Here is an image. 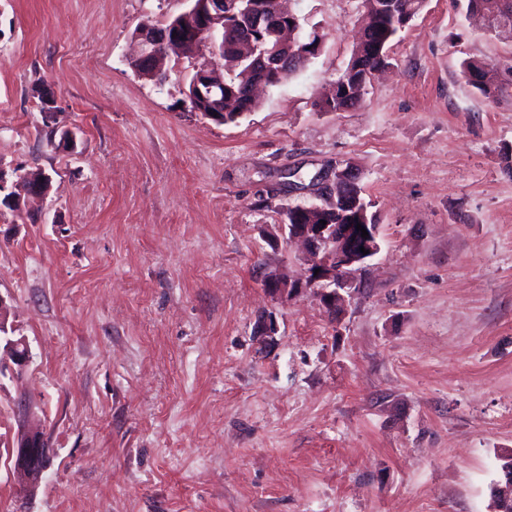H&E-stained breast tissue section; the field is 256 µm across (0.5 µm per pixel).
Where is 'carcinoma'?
Returning <instances> with one entry per match:
<instances>
[{
	"mask_svg": "<svg viewBox=\"0 0 512 512\" xmlns=\"http://www.w3.org/2000/svg\"><path fill=\"white\" fill-rule=\"evenodd\" d=\"M389 5L393 7L395 13L413 18L422 11L425 0H362L365 18L369 19V23L356 38L351 57L343 71L350 92L319 102L318 107L321 111L339 112L353 106L354 96L370 82V77L388 64V46L400 30L393 22V15L386 10ZM467 11L480 13L489 18L492 32L499 38H507V35L498 30L496 22L505 17L512 20V0H467ZM307 43L309 35L304 32L302 26L288 27V49L298 52L306 49ZM504 72L505 78L501 82H490L485 80L481 62L472 60L465 63V73L469 82L485 98L492 101L512 96V65L507 66ZM348 194L352 200L358 202V206L353 209L339 206L334 211H323L320 213L323 220L330 224H349L363 212L368 221L380 223L379 216L371 211V203L365 200L359 186H352Z\"/></svg>",
	"mask_w": 512,
	"mask_h": 512,
	"instance_id": "carcinoma-1",
	"label": "carcinoma"
}]
</instances>
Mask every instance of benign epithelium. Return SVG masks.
<instances>
[{
    "label": "benign epithelium",
    "mask_w": 512,
    "mask_h": 512,
    "mask_svg": "<svg viewBox=\"0 0 512 512\" xmlns=\"http://www.w3.org/2000/svg\"><path fill=\"white\" fill-rule=\"evenodd\" d=\"M285 0H265L257 13V19L224 24V18L237 12L253 9L247 0H191L178 20L163 27L149 22L141 23L135 30L134 40L138 53L132 57L137 74L157 84L166 81L163 61L168 52L195 56L198 46H211L212 58L193 66L188 89L185 92L186 105L192 112H198L217 121L224 120V43L231 42L241 57L253 58L249 70L250 82L246 85L245 96L251 98L241 114L252 111V102L257 100L256 92L273 81L288 79V46L277 43L264 48L256 39L255 32L264 28L274 35L282 31L288 36V22L297 17L284 7ZM42 97V122L50 129L51 137H59V144L65 149L76 147V133L71 129L55 126L54 99L46 93ZM357 183V177L348 167L336 171L334 184L325 186L326 193L336 198L343 195L345 185ZM51 180L42 171L26 172L9 182L0 168V194L5 201L23 194L39 196L47 193ZM368 236L361 237L355 224H280L278 229L290 238L302 240L308 249L311 262L310 274L304 283H286L275 275H267L266 287L275 294H292L303 288L314 289L321 303L334 312L343 306L342 292L353 288L352 275L381 248L380 225L363 224ZM368 254H363L360 249ZM7 305L0 295V375L14 365L22 371L30 361L29 347L21 339L8 337L6 325ZM14 472L26 484H31L49 468L51 449L44 435L39 431L21 428L16 443L9 450Z\"/></svg>",
    "instance_id": "1"
}]
</instances>
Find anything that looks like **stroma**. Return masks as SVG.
Instances as JSON below:
<instances>
[{"label":"stroma","instance_id":"1","mask_svg":"<svg viewBox=\"0 0 512 512\" xmlns=\"http://www.w3.org/2000/svg\"><path fill=\"white\" fill-rule=\"evenodd\" d=\"M187 0H0V168L44 196L0 209V296L31 358L0 377V512H492L512 450V99L463 64L512 44L427 0L362 102L322 112L361 0H289L319 54L220 124L130 66ZM75 153L50 141L40 93ZM352 167L381 249L339 312L268 272L277 230ZM271 315V345L254 335ZM53 462L27 493L20 428ZM483 64L479 61H468L465 63V73L469 82L477 88L481 94L492 101L512 96V65L510 64L504 69L505 78L500 83L485 81V72Z\"/></svg>","mask_w":512,"mask_h":512}]
</instances>
